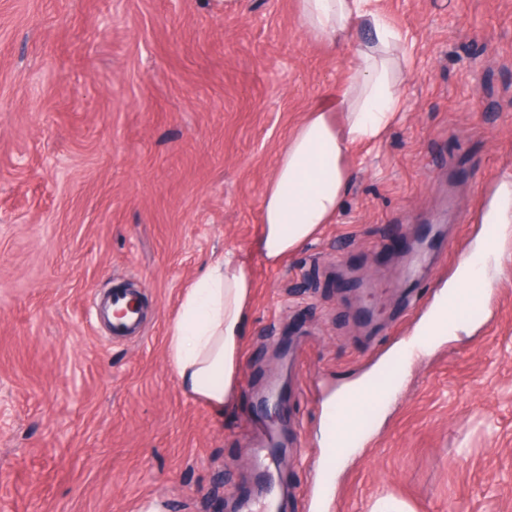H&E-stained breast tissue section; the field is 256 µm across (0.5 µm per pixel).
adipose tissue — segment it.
<instances>
[{
  "instance_id": "obj_1",
  "label": "adipose tissue",
  "mask_w": 512,
  "mask_h": 512,
  "mask_svg": "<svg viewBox=\"0 0 512 512\" xmlns=\"http://www.w3.org/2000/svg\"><path fill=\"white\" fill-rule=\"evenodd\" d=\"M300 29L331 49L348 47L359 25L373 32L346 75L311 102L280 149L265 185L250 250L225 251L186 289L166 353L183 390L223 410L237 392L245 323L256 288L254 260L276 268L334 223L354 171L352 152L381 143L402 118L405 34L372 0H296Z\"/></svg>"
}]
</instances>
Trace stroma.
I'll use <instances>...</instances> for the list:
<instances>
[{
	"label": "stroma",
	"mask_w": 512,
	"mask_h": 512,
	"mask_svg": "<svg viewBox=\"0 0 512 512\" xmlns=\"http://www.w3.org/2000/svg\"><path fill=\"white\" fill-rule=\"evenodd\" d=\"M415 41L404 118L355 151L335 223L256 264L235 400L186 395L166 358L188 286L248 249L276 154L352 51L295 0H0V512H512V223L476 215L512 170V0H377ZM482 303L405 358L483 240ZM417 263V281L403 280ZM128 284L143 336L93 299ZM384 369L368 444L321 453L324 411Z\"/></svg>",
	"instance_id": "1"
}]
</instances>
